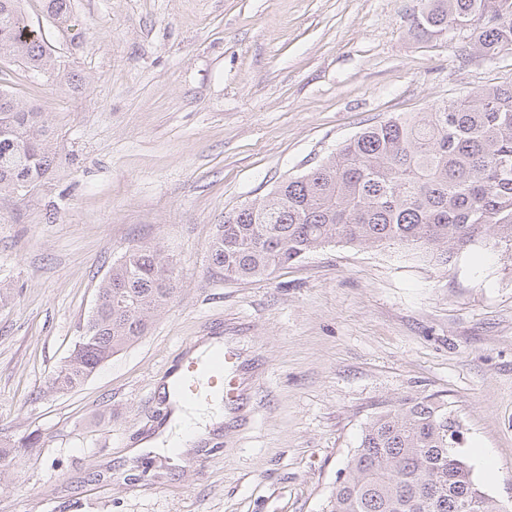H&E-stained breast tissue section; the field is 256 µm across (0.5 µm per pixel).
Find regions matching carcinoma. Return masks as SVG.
I'll return each mask as SVG.
<instances>
[{
  "label": "carcinoma",
  "instance_id": "cac0c4a2",
  "mask_svg": "<svg viewBox=\"0 0 512 512\" xmlns=\"http://www.w3.org/2000/svg\"><path fill=\"white\" fill-rule=\"evenodd\" d=\"M70 0H46L68 20ZM467 38L481 56L512 54V0H423L415 28ZM23 0H0V57L35 73L55 60L28 30ZM62 164L48 113L0 88V195L40 186ZM479 240L512 249V84L495 85L428 112L396 115L346 140L324 162L216 225L212 266L227 281L264 279L331 243L421 250L440 265ZM178 271L157 244L129 249L98 285L92 314L52 379L80 386L144 336L177 293ZM462 425L447 403L403 398L363 429L325 512H508L474 479L459 451ZM0 442V474L12 449Z\"/></svg>",
  "mask_w": 512,
  "mask_h": 512
}]
</instances>
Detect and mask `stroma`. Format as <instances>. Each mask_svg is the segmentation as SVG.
Listing matches in <instances>:
<instances>
[{
  "mask_svg": "<svg viewBox=\"0 0 512 512\" xmlns=\"http://www.w3.org/2000/svg\"><path fill=\"white\" fill-rule=\"evenodd\" d=\"M421 0H26L61 63L0 61L45 108L63 164L0 197V438H33L0 475V512H323L362 429L402 397L448 402L486 493L512 505V257L481 241L442 266L336 243L271 278L211 269L217 224L362 128L512 84V55L427 38ZM156 243L180 275L148 333L58 392L97 286ZM244 366L248 425L202 460L128 461L195 340Z\"/></svg>",
  "mask_w": 512,
  "mask_h": 512,
  "instance_id": "1",
  "label": "stroma"
}]
</instances>
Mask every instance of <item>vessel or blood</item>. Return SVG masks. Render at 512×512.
<instances>
[{
    "label": "vessel or blood",
    "instance_id": "b4317fda",
    "mask_svg": "<svg viewBox=\"0 0 512 512\" xmlns=\"http://www.w3.org/2000/svg\"><path fill=\"white\" fill-rule=\"evenodd\" d=\"M239 357L224 345H215L193 359L182 362L173 382L174 392L183 404L220 398L226 410L239 413L244 392L237 375Z\"/></svg>",
    "mask_w": 512,
    "mask_h": 512
}]
</instances>
